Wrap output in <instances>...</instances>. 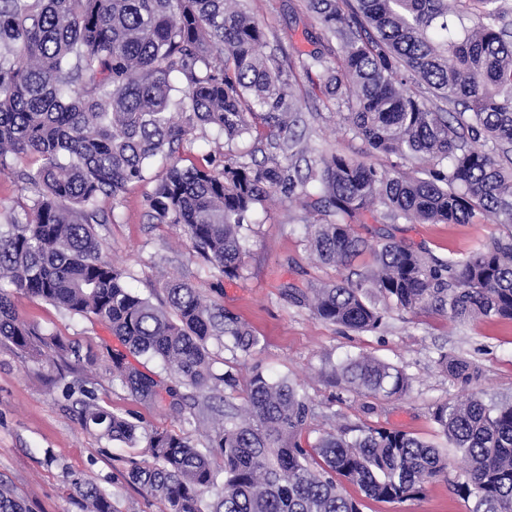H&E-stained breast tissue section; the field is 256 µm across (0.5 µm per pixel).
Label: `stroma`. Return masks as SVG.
<instances>
[{"label":"stroma","mask_w":512,"mask_h":512,"mask_svg":"<svg viewBox=\"0 0 512 512\" xmlns=\"http://www.w3.org/2000/svg\"><path fill=\"white\" fill-rule=\"evenodd\" d=\"M245 7L268 35L270 45H282L288 57L313 50L322 28L307 0H247ZM303 142L317 153L340 152L379 169L390 168L392 157L372 151L348 129L342 116L325 107L320 73L299 77ZM253 139L225 143L211 127L196 129L182 144L184 165L202 163L205 155L254 151ZM256 160L263 152L254 151ZM166 175L163 165L149 169L144 182L130 185L115 209L117 220L97 228L105 260L124 269L127 282L140 296L164 301L163 282L172 276L190 281L207 302L249 326L259 339L252 356L210 341L208 348L217 372L231 373L235 388L227 400L243 404L252 371L285 378L297 385L312 414L302 435L310 444L340 424L401 430L423 440L436 438L432 411L446 400H462L468 388L452 383L437 365L440 353L455 352L475 359L479 384L486 398L512 397V322L479 320L451 322L431 313L392 311L374 332L346 329L314 317L309 306L291 299L287 286L313 288L336 281L335 267L321 264L307 241V222L313 214L300 200L273 198L257 209L245 232L247 255L237 278H225L202 264L190 241L177 228L148 223L144 198ZM497 227L476 224H394L384 218L357 225V233L376 245L392 238L442 259L459 258L486 240ZM16 314L48 334L79 345L82 353L99 354L118 341L102 324L71 315L25 293L12 297ZM364 354L395 364L410 378L403 397L376 400L342 392L332 377L347 357ZM58 367L19 353L0 342V483L24 499L29 512H80L75 490L63 480L69 470L93 479L111 494L118 512H162L158 501L127 484L123 473L129 461L145 457L143 446L107 442L86 432L63 407L60 388L52 380ZM80 380L94 384L99 404L144 425L188 436L205 446L206 431L168 410L144 405L113 384L106 362L84 369ZM361 512H468L469 505L454 494L446 480L430 484L424 495L401 503H385L363 496L354 486Z\"/></svg>","instance_id":"35a3bbf8"}]
</instances>
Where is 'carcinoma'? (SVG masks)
Returning <instances> with one entry per match:
<instances>
[{"mask_svg": "<svg viewBox=\"0 0 512 512\" xmlns=\"http://www.w3.org/2000/svg\"><path fill=\"white\" fill-rule=\"evenodd\" d=\"M323 37L288 60L264 52L267 35L240 0H0V170L32 192L20 219L0 231V280L71 315L107 326L124 349L102 355L45 334L15 313L0 289V341L36 361L72 368L108 364L112 382L139 402L168 405L205 422L220 387L208 342L222 336L246 356L259 339L180 278L165 280L155 305L100 256L97 224L158 157L173 158L199 126L228 142L256 136L282 154L175 161L145 198L150 224L183 231L196 257L224 276H240L244 226L258 206L281 196L314 212L312 253L349 268L370 252L373 265L290 295L320 320L356 331L378 329L392 310L423 311L450 321H512V7L505 0H309ZM317 71L336 113L369 148L428 163L418 177L394 175L339 152L301 173L293 86ZM260 118L266 131L253 124ZM112 201V209L101 207ZM409 224L506 228L466 255L427 257L388 239L373 246L353 224L366 213ZM161 360L185 391L164 387L129 356ZM437 364L471 393L435 406L438 435L459 454L452 490L470 512H512V402L486 401L478 364L442 353ZM353 394L398 399L410 379L400 367L355 356L333 371ZM62 394L80 427L108 441L145 443L150 460L123 477L164 505L163 512H361L343 484L366 497L402 503L448 479V454L410 433L364 426L300 441L311 409L298 389L255 372L241 406L227 401L208 447L168 430L148 429L112 412L83 385ZM223 457L214 467L210 449ZM64 479L82 512H116L112 497L72 471ZM211 495L210 503L204 502ZM0 512H26L0 484Z\"/></svg>", "mask_w": 512, "mask_h": 512, "instance_id": "1", "label": "carcinoma"}]
</instances>
